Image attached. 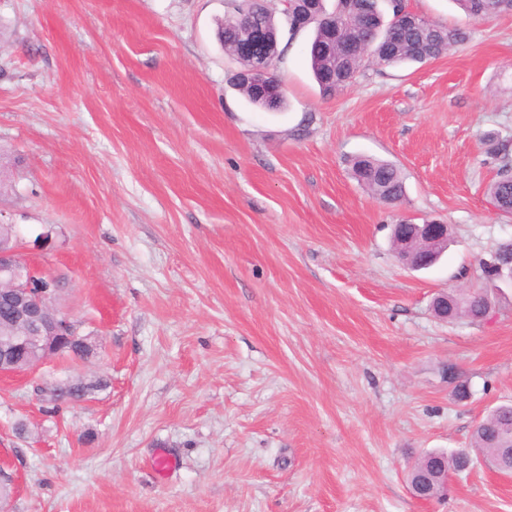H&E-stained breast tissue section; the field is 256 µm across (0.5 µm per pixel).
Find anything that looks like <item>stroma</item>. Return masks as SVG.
Returning <instances> with one entry per match:
<instances>
[{
	"label": "stroma",
	"instance_id": "1",
	"mask_svg": "<svg viewBox=\"0 0 512 512\" xmlns=\"http://www.w3.org/2000/svg\"><path fill=\"white\" fill-rule=\"evenodd\" d=\"M408 5L468 40L365 60L326 98L311 31L281 30L266 112L216 38L230 0H0V221L97 345L0 378L7 512H512V475L477 454L442 498L406 478L512 402V288L482 323L431 309L512 237L485 139H512V14ZM357 155L400 168L401 204ZM403 219L447 224L432 269L397 258ZM98 376L47 413L44 387ZM352 167L357 182L377 199L392 204L402 201L404 183L397 167L367 156L356 157Z\"/></svg>",
	"mask_w": 512,
	"mask_h": 512
}]
</instances>
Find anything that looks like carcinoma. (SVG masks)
I'll list each match as a JSON object with an SVG mask.
<instances>
[{
  "label": "carcinoma",
  "mask_w": 512,
  "mask_h": 512,
  "mask_svg": "<svg viewBox=\"0 0 512 512\" xmlns=\"http://www.w3.org/2000/svg\"><path fill=\"white\" fill-rule=\"evenodd\" d=\"M232 10L225 16L218 30L220 41L226 50L237 31L241 18L251 20L252 26L277 38L279 22L275 12L265 0H231ZM376 11L371 25L366 26L356 15H344L326 10L324 4L316 9L318 19L312 22L313 41L324 39L326 46L336 49V54L325 55L324 51L309 52L312 74L325 98L341 94L348 82L355 79L358 68L348 72L347 81L335 76L334 71L345 64L343 47L356 43L363 47L367 56H373L386 65H399L410 62L423 63L445 54L449 48L468 40L469 35L462 28H448L432 21L419 29H406L385 18V10H394L391 0H375ZM463 13L469 16H490L512 13V0H454ZM236 88L247 101L262 109H267L264 99L253 84L239 83ZM493 156L497 164V178L491 183L488 193L492 204L502 212L512 213V141L504 139L496 144ZM353 173L357 182L377 199L396 204L404 197V183L400 170L392 164L377 159L358 156L353 161ZM492 288L482 289L483 296L468 290L456 295L457 302L448 306V319L466 318L472 322L490 311L489 295ZM107 386L104 379L85 382L76 380L69 389L57 385L53 388L52 400L56 403H73L86 399ZM512 429V405H500L493 409L475 427L474 447L480 449L487 461L495 460L500 451L499 439L506 429ZM471 464L470 455L461 451L448 455L441 451L421 454L409 469L410 482H415L422 472H462Z\"/></svg>",
  "instance_id": "obj_1"
}]
</instances>
